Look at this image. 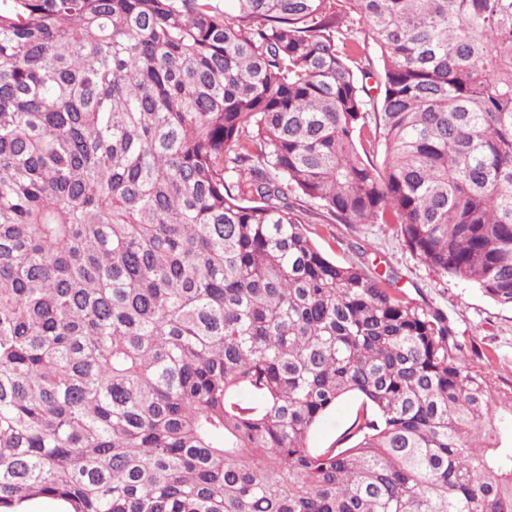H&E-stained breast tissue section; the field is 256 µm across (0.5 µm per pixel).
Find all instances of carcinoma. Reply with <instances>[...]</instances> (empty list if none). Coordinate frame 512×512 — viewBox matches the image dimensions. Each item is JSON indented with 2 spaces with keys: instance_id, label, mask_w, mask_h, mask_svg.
<instances>
[{
  "instance_id": "cac0c4a2",
  "label": "carcinoma",
  "mask_w": 512,
  "mask_h": 512,
  "mask_svg": "<svg viewBox=\"0 0 512 512\" xmlns=\"http://www.w3.org/2000/svg\"><path fill=\"white\" fill-rule=\"evenodd\" d=\"M233 2L0 0V507L512 512L464 336L289 198L512 307V0ZM359 400L354 395L342 398L336 408L327 414L313 429L310 435V445L313 448H328L338 445V442L353 422Z\"/></svg>"
}]
</instances>
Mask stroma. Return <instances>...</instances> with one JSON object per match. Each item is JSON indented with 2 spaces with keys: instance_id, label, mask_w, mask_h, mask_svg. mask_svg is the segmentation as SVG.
<instances>
[{
  "instance_id": "35a3bbf8",
  "label": "stroma",
  "mask_w": 512,
  "mask_h": 512,
  "mask_svg": "<svg viewBox=\"0 0 512 512\" xmlns=\"http://www.w3.org/2000/svg\"><path fill=\"white\" fill-rule=\"evenodd\" d=\"M302 206L317 245L335 262L373 263L393 268L399 288L418 303L443 310L455 323L467 344L484 351L473 370L492 379L497 411L512 418V308L499 305L476 286L453 277H441L413 255L391 224H328L310 201ZM359 400L348 395L313 429L315 448L337 445L353 422Z\"/></svg>"
}]
</instances>
